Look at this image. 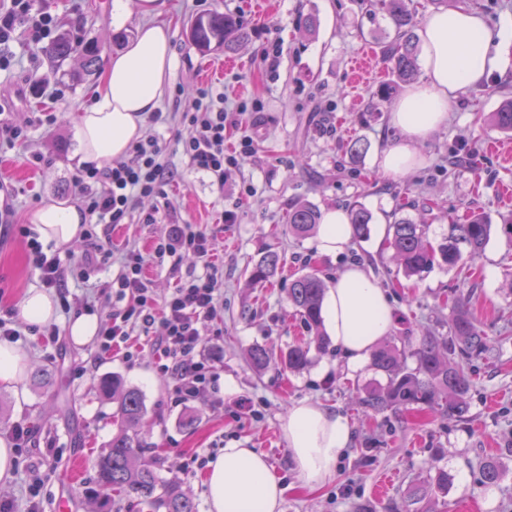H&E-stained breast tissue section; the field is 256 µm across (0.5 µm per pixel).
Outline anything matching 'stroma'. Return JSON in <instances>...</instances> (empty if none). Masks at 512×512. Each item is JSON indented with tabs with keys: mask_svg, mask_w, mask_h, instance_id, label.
<instances>
[{
	"mask_svg": "<svg viewBox=\"0 0 512 512\" xmlns=\"http://www.w3.org/2000/svg\"><path fill=\"white\" fill-rule=\"evenodd\" d=\"M254 2L168 0L161 21L170 29L175 61L159 106L165 120L154 131L175 178L165 196L142 204L143 210H159L164 218L158 224L96 228L99 236L111 237L114 250L136 242L149 286L160 298L177 279L157 263L155 244L175 224H203L215 232L224 314L202 329L201 344L218 357L220 380L232 385V393L220 401L211 397L175 405L173 380L162 372L153 345L159 333L155 327L130 340L128 348L140 351L130 361L126 348L101 355L95 343L75 345L69 337L72 320L86 312L103 319L112 311L110 285L118 268L99 266L87 280H68L69 307L58 310L55 319L58 339L29 331L17 342L30 354L31 364L17 385L0 384V438H8L17 423L29 425L31 437L17 455L12 480L0 486V497L14 499L24 512L26 490L33 484L42 512H57L64 491L73 512H149L137 497L105 498L97 484L95 461L119 430L117 406L102 395L99 382L114 375L142 393L146 416L141 436L160 459L161 477L178 482L198 512H207L204 473L190 467L191 457L237 440L267 455L287 488L283 512H404L413 483L426 478L434 465L455 476L443 496V512H512V243L500 231L512 222V201L502 195L505 186H512V133L483 125L489 113L512 98V0H448L449 8L478 11L493 31L502 32L497 66L483 86L449 99L447 125L419 146L423 165L401 178L380 175L374 164L393 135L389 114L407 88L393 83L378 53L380 42L393 35L383 13L365 14L359 0H266L263 13ZM45 5L60 30L105 43L110 55L141 24L133 14L123 29L113 27L111 0H46ZM209 13L239 17L252 30L249 42L231 55L217 47L200 52L189 38V26ZM313 17L319 22L314 31L308 28ZM274 44L280 58L271 69L263 58ZM367 49L372 52L367 71L352 74V59ZM31 54L0 78V99L9 101L18 121H32L38 112L56 117L51 125L32 121L30 136L39 143L44 164L27 165L21 147L0 153V179L18 191L22 225L39 207L73 201L78 116L100 82L99 76L83 75L79 58L58 69L40 48ZM206 86L223 93L227 107L242 101L262 106L250 131L255 148L227 170L220 190L206 174L190 168L177 146L182 128L172 119L191 109L197 88ZM353 137L367 145L362 156L348 150ZM354 201L371 215V236L352 242L339 256L317 255L315 234L298 239L284 229L295 206L321 210ZM226 212L234 214V223L221 222ZM473 214L494 229L484 253L471 263V277L441 266L419 279L405 275L388 244L390 224L407 217L428 225V237L435 242L449 224L465 223ZM268 249L282 255L283 267L271 285L257 287L246 270ZM353 262L367 264L388 291L398 336L447 332L449 295L457 290L469 294L492 354L473 367L467 419L428 409L367 416L359 405V389L380 376L367 362L350 368L332 346L312 351L310 365L296 374L276 358L263 368L253 366V348L272 344L284 349L312 336L288 303L292 280L311 267L330 285ZM39 286L22 238L0 237V309L17 307L28 289ZM242 398L252 402L257 417L239 415ZM303 400L342 413L352 427L350 448L335 477L313 492L299 484L284 431L289 407ZM491 457L502 462L504 477L488 486L481 465ZM389 472L395 481L379 488Z\"/></svg>",
	"mask_w": 512,
	"mask_h": 512,
	"instance_id": "35a3bbf8",
	"label": "stroma"
}]
</instances>
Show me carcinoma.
Listing matches in <instances>:
<instances>
[{"instance_id":"1","label":"carcinoma","mask_w":512,"mask_h":512,"mask_svg":"<svg viewBox=\"0 0 512 512\" xmlns=\"http://www.w3.org/2000/svg\"><path fill=\"white\" fill-rule=\"evenodd\" d=\"M409 0H375L374 5L385 12L394 26V37L381 46L383 60L392 63L391 71L402 82L416 76L418 43L415 33L417 20L408 8ZM190 36L203 52L212 46L226 52L236 51L249 39V29L238 18L221 13L196 17L190 24ZM105 47L95 41L77 40L62 32L46 49L57 62L73 56L81 59L82 71L96 74ZM492 126L512 131V99L489 117ZM350 224L354 237L370 238V215L361 205H349ZM315 208L301 205L288 213V232L304 235L318 224ZM492 225L480 217L465 224H450L448 232L437 244L428 241V225L401 218L390 225V246L406 275L423 277L434 266L463 271L467 263L479 256L490 242ZM281 267L280 256L267 252L249 269V279L256 286L270 282ZM326 286L315 272L297 276L291 283L288 301L305 325L315 331L312 342L296 344L280 352L281 362L288 371L298 372L310 363L311 348L325 345L320 333L322 303ZM448 333L425 336H400L397 341L377 348L371 354L372 368L385 377V383L364 388L360 404L364 413L378 416L386 411H407L423 407L435 408L446 416L464 419L469 413L468 395L473 387L470 361L490 353L488 337L470 311L467 299L460 294L448 304ZM102 393L118 397L117 414L123 422L121 431L112 437L106 452L96 462L101 489L116 495H135L147 503L150 512H197L194 501L174 481L159 477L157 459L147 455L139 437L145 415L142 394L124 388L117 378L100 382ZM504 474L498 459L488 458L482 464L483 482L497 484ZM454 476L444 468H435V475L426 485L414 489L410 504L421 503L430 488L448 492Z\"/></svg>"}]
</instances>
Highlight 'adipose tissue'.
Listing matches in <instances>:
<instances>
[{
  "label": "adipose tissue",
  "mask_w": 512,
  "mask_h": 512,
  "mask_svg": "<svg viewBox=\"0 0 512 512\" xmlns=\"http://www.w3.org/2000/svg\"><path fill=\"white\" fill-rule=\"evenodd\" d=\"M167 0H112V21L130 13L143 18L136 36L110 56L101 84L76 127L79 164H104L126 156L144 131L148 113L161 101L173 70L170 30L159 19ZM493 33L475 10H440L423 28L425 78L409 87L390 114L394 137L377 158L381 173L406 175L423 163L421 143L448 122V100L484 83L494 69ZM83 217L77 206L52 204L33 212L29 222L39 239L58 247L80 240ZM352 241L344 209L324 210L315 247L336 256ZM323 318L336 349L350 367H358L393 331V308L372 274L359 265L346 267L329 288ZM289 457L301 487L323 488L336 474L351 440L344 415L311 401L293 404L284 424ZM208 512H282L286 488L266 455L234 444L210 463L204 480Z\"/></svg>",
  "instance_id": "adipose-tissue-1"
}]
</instances>
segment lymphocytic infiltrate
<instances>
[{
    "instance_id": "obj_1",
    "label": "lymphocytic infiltrate",
    "mask_w": 512,
    "mask_h": 512,
    "mask_svg": "<svg viewBox=\"0 0 512 512\" xmlns=\"http://www.w3.org/2000/svg\"><path fill=\"white\" fill-rule=\"evenodd\" d=\"M58 25L42 0H0V71L13 68L18 58L14 43L36 46L55 38ZM256 107L239 103L228 111L223 94L200 89L193 111L181 113L179 122L187 134L179 143L194 171L204 173L216 187H223L227 168L236 166L235 154L225 151L228 129L255 125ZM171 172L164 151L154 135L130 147L128 161L100 168L86 165L75 178V194L91 227L95 224H128L141 199L163 195ZM90 229L84 230L85 248L79 266L89 271L99 262L117 259L119 270L112 279V297L117 303L98 333V348L110 350L126 343L133 329L149 330L160 325L155 345L166 359L164 370L176 380L174 393L179 404L194 402L214 389L218 379L214 359L199 347L200 330L214 322L224 308V292L213 262L216 239L199 224L176 225L169 242L155 246L158 259H170L169 271L178 283L164 298H156L144 276L143 255L136 244L121 253ZM190 260L199 274L180 276L179 263Z\"/></svg>"
}]
</instances>
